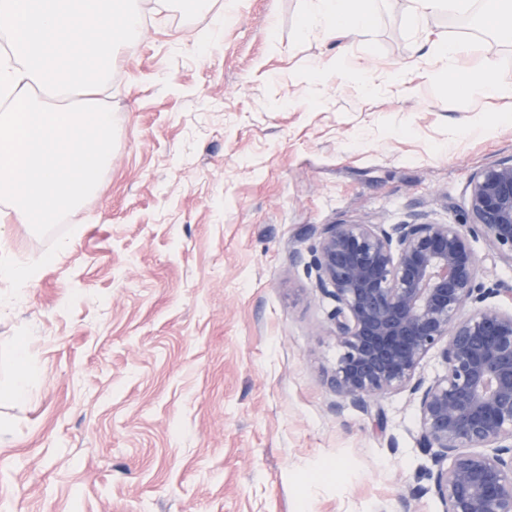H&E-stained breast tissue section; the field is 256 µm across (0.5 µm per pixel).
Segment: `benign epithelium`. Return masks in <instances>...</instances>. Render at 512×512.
Instances as JSON below:
<instances>
[{"label":"benign epithelium","instance_id":"obj_1","mask_svg":"<svg viewBox=\"0 0 512 512\" xmlns=\"http://www.w3.org/2000/svg\"><path fill=\"white\" fill-rule=\"evenodd\" d=\"M471 239L512 264V161L472 174L464 222L326 224L307 268L334 303L336 412L409 390L445 512H512V311L485 304L512 287L481 278ZM437 346L447 372L426 384Z\"/></svg>","mask_w":512,"mask_h":512}]
</instances>
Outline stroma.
<instances>
[{"label":"stroma","mask_w":512,"mask_h":512,"mask_svg":"<svg viewBox=\"0 0 512 512\" xmlns=\"http://www.w3.org/2000/svg\"><path fill=\"white\" fill-rule=\"evenodd\" d=\"M140 0L141 35L109 82L46 103L111 108L112 160L66 218L73 233L18 301L0 351V512H444L406 391L336 409L333 307L301 257L326 224L461 221L471 175L512 159V103L429 80L461 43L464 78L512 44L481 5L423 15L368 0L346 37L306 27V0ZM367 63L365 91L337 52ZM494 123L469 135L472 120ZM0 254L49 238L8 218ZM383 428H376V419ZM11 362L19 367L13 380L14 394L17 398H25L32 392L35 384V374L27 351L23 348L15 349L11 354Z\"/></svg>","instance_id":"35a3bbf8"}]
</instances>
